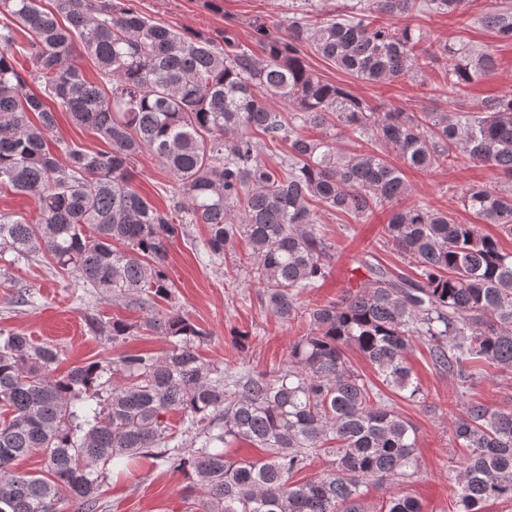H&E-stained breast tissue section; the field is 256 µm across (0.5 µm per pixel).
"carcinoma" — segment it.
<instances>
[{"label":"carcinoma","instance_id":"1","mask_svg":"<svg viewBox=\"0 0 512 512\" xmlns=\"http://www.w3.org/2000/svg\"><path fill=\"white\" fill-rule=\"evenodd\" d=\"M464 5L353 0L319 21L298 7L280 32L259 25L249 45L229 31L219 40L181 33L131 0H53L51 10L41 0H0V190L33 197L38 211L32 221L0 212V258H49L85 288L150 308L172 288L169 245L188 238L187 225L206 224L205 241L191 242L196 252L221 263L245 242L236 262L263 288L267 310L306 327L285 367L243 375L202 361L196 346L206 331L175 309L142 325L170 339L165 354L124 352L60 377L56 347L0 332V512H62L68 498L77 512H96L103 474L144 459L191 478L189 489L201 491L195 512H365L367 480L415 474L417 431L386 407L347 348L409 400L422 395L406 360L417 339L466 391L488 365L512 369V252L426 204L393 211L383 230L415 274L368 254L359 260L367 283L337 302L300 303L333 255L323 217L359 221L398 203L410 193L403 168H439L462 153L512 184V91L475 111L403 112L322 80L303 57L309 49L364 83L451 60L448 83L461 89L491 74L495 58L454 42L427 47L406 19L424 9L460 15ZM481 24L512 39V8L488 11ZM15 48L30 63L27 79ZM78 49L111 89L85 78ZM58 112L107 148L50 144ZM340 137L362 146L344 152ZM267 143L285 147L275 168L263 158ZM144 151L176 186L168 209L133 187L129 164ZM461 204L512 238V188L473 185ZM108 373L117 384L105 396ZM450 433L465 449L448 470L457 512L512 505V411L470 398ZM233 441L261 455L233 457L225 452ZM31 454L42 457L39 475L15 469ZM317 455L329 458L326 472L292 482ZM379 512L422 507L396 495Z\"/></svg>","mask_w":512,"mask_h":512}]
</instances>
